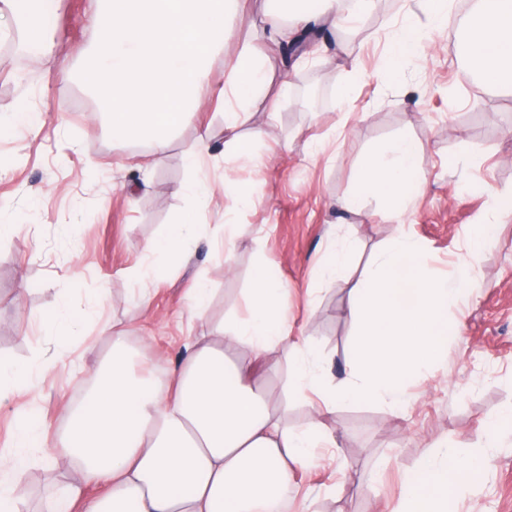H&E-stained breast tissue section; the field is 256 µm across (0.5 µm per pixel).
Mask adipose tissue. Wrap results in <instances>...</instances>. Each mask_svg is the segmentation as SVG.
I'll list each match as a JSON object with an SVG mask.
<instances>
[{"mask_svg": "<svg viewBox=\"0 0 512 512\" xmlns=\"http://www.w3.org/2000/svg\"><path fill=\"white\" fill-rule=\"evenodd\" d=\"M97 46L82 63L87 83L104 99L114 137L148 144L153 154L200 107L215 57L224 47L225 23L245 0H100ZM375 0H288L273 13V40L286 42L318 18L344 25L360 20ZM428 35L411 20L394 31L385 56L389 70L419 57ZM463 76L485 77L512 88V0H475L458 43ZM267 84L264 55L244 43L223 85L211 89L224 105V132L242 160L253 159L250 141L237 138ZM418 145L399 138L365 153L356 191L341 205L361 206L364 197L383 200L402 219L424 176ZM492 210L469 236L466 256L452 279L438 277L422 247L407 235L394 237L354 288L349 312L358 325L349 349L351 373L340 385L325 382L310 347L288 332V290L258 271L249 293L250 315L216 326L189 344L168 385L150 379L166 361L148 347L131 348L125 336L112 350L91 390L66 409L58 438L80 483L60 484L44 512H282L295 472L319 462L318 449L335 446L329 413L337 403L369 401L398 406L405 384L427 377L439 363L449 336V301L473 285L477 258L506 216ZM244 349L229 361L227 348ZM293 359L288 389L298 398L317 397L313 420L291 429L254 379L258 367L273 368L280 354ZM37 422L16 419L11 447L0 450V512H25L18 484L43 470ZM478 451L438 450L407 472L399 501L389 512H450L467 476L481 473ZM97 485L103 492L86 495Z\"/></svg>", "mask_w": 512, "mask_h": 512, "instance_id": "obj_1", "label": "adipose tissue"}]
</instances>
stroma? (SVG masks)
Masks as SVG:
<instances>
[{"mask_svg":"<svg viewBox=\"0 0 512 512\" xmlns=\"http://www.w3.org/2000/svg\"><path fill=\"white\" fill-rule=\"evenodd\" d=\"M44 8L47 49L23 59L0 54V123L9 127L0 135V224L19 227L0 241V358L27 365L36 349L44 351L28 390L0 407V449L11 444L16 413L41 423L51 467L17 490L31 507L56 481L78 477L54 441L66 426L65 408L96 378L98 361L83 356L85 344L107 353L113 332L122 330L131 345L177 361L211 324L248 316V290L262 267L288 289L291 336L310 343L329 380L342 382L357 333L349 292L376 250L407 233L436 274L452 276L467 234L512 194V94L461 79L450 28L432 29L421 0H392L352 30L314 25L310 58L289 60L280 46L263 44L269 91L279 101L273 113L257 101L241 129L246 138L261 133L253 139L259 162L249 167L225 161L222 108L209 98L163 154L114 138L99 98L76 75L59 74L64 62L80 69L97 41L94 0H46ZM268 13L265 0H248L226 31L211 85L223 83L242 43L262 36ZM408 16L431 38L422 57L390 75L383 56ZM357 71L362 80L341 97ZM313 86L325 93L318 111L307 107ZM23 102L39 113V125L17 120ZM203 130L214 154L204 169L212 194L200 212L204 231L177 262L148 246L194 207L179 188L190 177L185 157ZM402 136L420 144L426 179L403 223L373 197L356 213L338 207L357 185L360 157ZM239 180L257 185L255 206L225 196V182ZM226 224L236 233L223 253L212 240ZM341 239L355 244L346 276L322 280L318 262ZM149 265L161 276L136 279ZM201 278L213 290L205 320L190 311ZM476 278L473 296L448 307L459 331L449 337L440 367L408 383L401 407L337 405L329 416L336 445L321 449L317 467L297 471L286 512H386L405 472L439 448H481L487 457L479 481L460 489L457 512H512V433L485 444L488 422L512 408V217L486 243ZM94 299L95 313L70 344L59 343L47 316H69ZM261 385L286 411L290 428L313 418L308 402L288 394L287 360L263 374Z\"/></svg>","mask_w":512,"mask_h":512,"instance_id":"stroma-1","label":"stroma"}]
</instances>
